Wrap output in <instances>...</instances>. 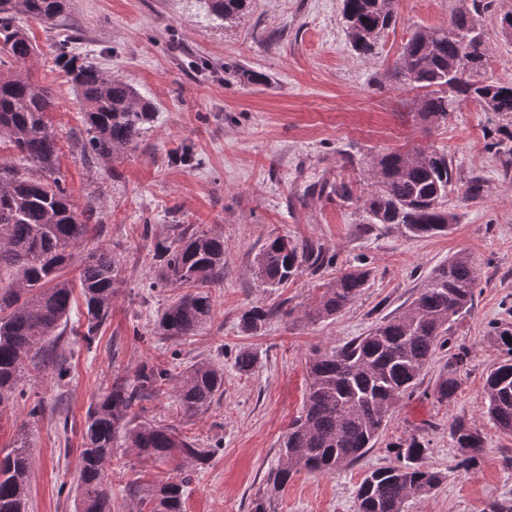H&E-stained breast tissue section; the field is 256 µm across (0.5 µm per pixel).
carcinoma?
Here are the masks:
<instances>
[{"mask_svg":"<svg viewBox=\"0 0 512 512\" xmlns=\"http://www.w3.org/2000/svg\"><path fill=\"white\" fill-rule=\"evenodd\" d=\"M393 0H342V17L352 48L369 55L376 33L396 22ZM207 12L232 21L247 0H203ZM68 0H0V140L5 139L19 163H0V404L14 396L26 362L43 364L63 377L65 370L45 353L68 320L74 288L86 307V331L92 341L108 319L121 280L112 251L100 249L82 261L78 282L61 269L89 231L92 205L80 210L56 168L59 153L55 131L46 120L52 109L48 92L4 70L37 50L25 28L24 15L54 25L66 15ZM473 10L450 16L448 25L415 33L405 44L399 73L409 85L424 89L418 116L429 122L448 117L450 102L465 96L501 116L512 115V84L483 78L485 55L459 54L464 39L483 40ZM61 68L81 99L86 137L76 142L83 154L109 161L133 151L155 119L150 101L122 79L105 74L92 61L71 53L62 43L54 50ZM452 69L464 73L448 88ZM488 148L498 155L502 175H512V125L489 134ZM375 189L363 200L368 223L396 227L409 237H431L447 231L455 216L442 207L452 183L448 155L438 150L412 154L389 151L372 162ZM163 261L162 281L187 293L161 314L158 329L168 338L192 336L214 319L212 297L205 288L224 281V238L184 227L157 244ZM320 246L298 247L288 238L271 239L256 258L253 275L266 288H277L302 272L330 263ZM370 270L349 266L322 288L309 315L318 320L341 313L363 293ZM478 265L458 252L435 267L409 307L385 318L364 336L339 348L316 351L307 364L308 384L303 411L282 438L279 459L269 475L274 495L301 470L333 474L357 461L379 439L395 406L418 388L434 353L451 343L455 324L474 305ZM279 310L253 306L240 317L246 332H256ZM490 340L498 358L485 382L486 414L502 433L512 435V325L494 324ZM469 358L463 345L448 354L446 371L434 384L433 397L450 403L459 389L458 374ZM164 369L144 368L134 378H116L110 390L90 407L82 431L81 492L78 512H111L110 476L105 462L124 435L128 447L156 460L180 459L177 475L137 491L148 512H184L185 488L194 468L210 460L211 451L176 431L148 420L137 421L136 410L166 381ZM224 369L207 360L193 364L182 376L177 400L183 413L207 410L223 393ZM458 451L456 470L468 472L480 461L484 440L479 429L462 418L448 423ZM429 448L422 436L392 443V462L370 471L357 492L358 512H403L404 504L447 479L426 467ZM31 460L26 442L0 456V512H28Z\"/></svg>","mask_w":512,"mask_h":512,"instance_id":"carcinoma-1","label":"carcinoma"}]
</instances>
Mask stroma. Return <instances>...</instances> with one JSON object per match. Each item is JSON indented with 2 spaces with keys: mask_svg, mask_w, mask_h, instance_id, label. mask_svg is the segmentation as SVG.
I'll return each instance as SVG.
<instances>
[{
  "mask_svg": "<svg viewBox=\"0 0 512 512\" xmlns=\"http://www.w3.org/2000/svg\"><path fill=\"white\" fill-rule=\"evenodd\" d=\"M471 6L472 0H396V22L368 57L349 44L342 0H250L229 24L205 16L197 0H70L65 25L27 20L40 51L12 70L50 93L58 170L77 206L94 207L92 232L65 274L75 277L88 253L108 248L122 279L93 342L80 336L86 310L75 295L54 351L66 376L27 369L15 396L0 405V450L22 438L29 445L28 512H76L87 412L114 377H135L146 365L166 369L168 377L140 419L172 426L213 451L186 489L185 512H251L302 410L309 357L406 309L432 270L459 251L475 258L480 285L454 332L470 350L454 401L441 404L431 394L448 360L439 350L361 460L333 474L298 473L276 494L271 512H356L365 474L388 465V445L413 434L429 444L425 466L448 479L410 500L405 512H489L492 503L512 502V435L488 422L483 392L497 358L488 333L492 324L512 323V179L501 177L486 147L490 130L505 119L464 99L445 121L426 124L417 115L422 90L394 74L416 31L447 25L451 14ZM478 8L486 75L512 84V36L501 28L512 0H482ZM63 39L72 53L155 106L153 126L136 150L93 164L74 148L82 128L78 93L52 60ZM235 65L265 74L266 82L234 78ZM387 150L447 153L454 183L443 206L455 216L448 234L410 238L368 225L361 199L372 188L373 156ZM473 176L484 178V193L468 200L464 187ZM340 181L352 184L355 201L336 197L332 187ZM177 224L223 237L224 282L210 290L211 324L169 339L157 333L156 320L181 291L158 285L160 264L150 255ZM276 236L320 245L334 260L265 288L252 269ZM357 264L372 271L362 296L335 318L311 320L307 311L319 288ZM256 304H281L289 313L243 332L240 317ZM243 349L257 357L248 374L234 366ZM199 360L223 367L224 393L188 417L177 390ZM36 399L44 410L33 419L28 412ZM456 418L475 424L484 438L480 463L466 473L456 471L457 450L448 438ZM175 467L118 447L108 464L112 512H137L134 489L175 476Z\"/></svg>",
  "mask_w": 512,
  "mask_h": 512,
  "instance_id": "1",
  "label": "stroma"
}]
</instances>
